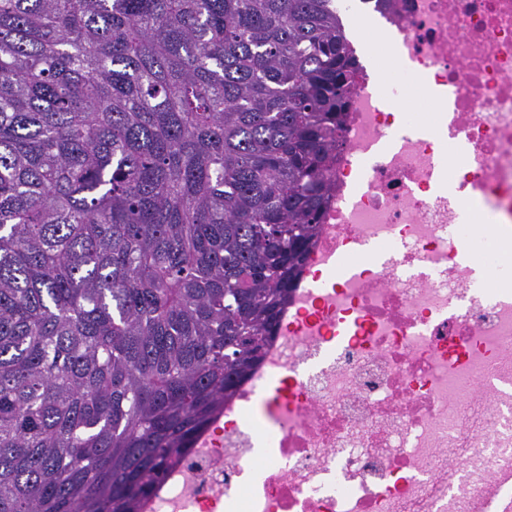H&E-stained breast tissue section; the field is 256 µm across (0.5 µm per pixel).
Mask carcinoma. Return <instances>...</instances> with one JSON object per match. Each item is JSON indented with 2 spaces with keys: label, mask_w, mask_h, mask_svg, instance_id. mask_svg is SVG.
<instances>
[{
  "label": "carcinoma",
  "mask_w": 512,
  "mask_h": 512,
  "mask_svg": "<svg viewBox=\"0 0 512 512\" xmlns=\"http://www.w3.org/2000/svg\"><path fill=\"white\" fill-rule=\"evenodd\" d=\"M337 0H0V512H140L253 373L360 65Z\"/></svg>",
  "instance_id": "obj_1"
}]
</instances>
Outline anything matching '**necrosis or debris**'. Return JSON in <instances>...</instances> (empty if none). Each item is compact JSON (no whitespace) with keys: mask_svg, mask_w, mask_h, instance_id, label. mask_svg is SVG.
I'll return each instance as SVG.
<instances>
[{"mask_svg":"<svg viewBox=\"0 0 512 512\" xmlns=\"http://www.w3.org/2000/svg\"><path fill=\"white\" fill-rule=\"evenodd\" d=\"M385 19L275 336L141 512H512V0Z\"/></svg>","mask_w":512,"mask_h":512,"instance_id":"obj_1","label":"necrosis or debris"}]
</instances>
